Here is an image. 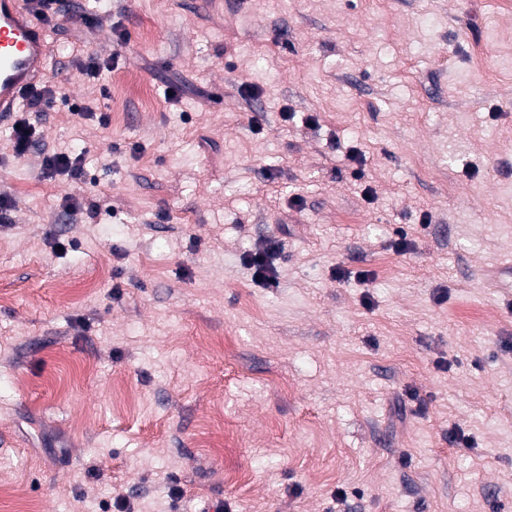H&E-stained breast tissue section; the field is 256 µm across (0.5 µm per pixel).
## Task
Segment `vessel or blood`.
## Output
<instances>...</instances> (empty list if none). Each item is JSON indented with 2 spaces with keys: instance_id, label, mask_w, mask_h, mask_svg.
<instances>
[{
  "instance_id": "vessel-or-blood-1",
  "label": "vessel or blood",
  "mask_w": 512,
  "mask_h": 512,
  "mask_svg": "<svg viewBox=\"0 0 512 512\" xmlns=\"http://www.w3.org/2000/svg\"><path fill=\"white\" fill-rule=\"evenodd\" d=\"M47 66V35L25 0H0V112L16 111Z\"/></svg>"
}]
</instances>
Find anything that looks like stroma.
Masks as SVG:
<instances>
[{
  "instance_id": "obj_1",
  "label": "stroma",
  "mask_w": 512,
  "mask_h": 512,
  "mask_svg": "<svg viewBox=\"0 0 512 512\" xmlns=\"http://www.w3.org/2000/svg\"><path fill=\"white\" fill-rule=\"evenodd\" d=\"M63 10L29 119L84 178L0 117V512H512V7ZM83 74L89 79H99L104 70L111 69L115 66L116 58L110 60L101 59L94 54H86V57L75 55ZM20 125V128H17ZM35 124L26 117L15 121L12 131L11 148L15 157L25 156L30 148L37 144L41 138ZM41 164L50 174L65 175L74 180L81 179L85 174L80 153L43 151ZM280 248L277 240H269L262 249L249 254L245 258V265L252 272V280L265 287L275 284L274 268L270 261L271 256Z\"/></svg>"
}]
</instances>
